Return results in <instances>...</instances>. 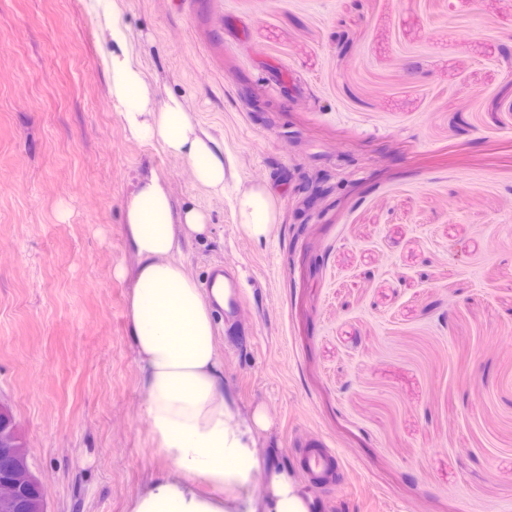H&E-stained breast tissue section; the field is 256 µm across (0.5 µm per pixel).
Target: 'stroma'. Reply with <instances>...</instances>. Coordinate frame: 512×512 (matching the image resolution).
I'll return each instance as SVG.
<instances>
[{
  "mask_svg": "<svg viewBox=\"0 0 512 512\" xmlns=\"http://www.w3.org/2000/svg\"><path fill=\"white\" fill-rule=\"evenodd\" d=\"M155 104L224 151L223 199L112 107L99 0H0V400L47 512H128L167 467L127 302L136 180L210 211L189 276L235 273L224 379L339 451L317 512H512V0H118ZM278 196L269 240L230 200Z\"/></svg>",
  "mask_w": 512,
  "mask_h": 512,
  "instance_id": "stroma-1",
  "label": "stroma"
}]
</instances>
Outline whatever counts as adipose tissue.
<instances>
[{
    "mask_svg": "<svg viewBox=\"0 0 512 512\" xmlns=\"http://www.w3.org/2000/svg\"><path fill=\"white\" fill-rule=\"evenodd\" d=\"M102 37L109 46L112 106L128 137L158 140L189 164L196 183L223 194V152L194 123L181 98L168 96L155 107L130 54L120 9H113ZM234 219L248 238L268 239L276 222L272 193L262 186L238 191ZM207 231L200 205L175 209L158 176L138 179L125 205V235L137 257L129 334L142 372L150 440L168 468L148 479L129 512H311L304 484L288 470L263 467L256 453L271 428L264 412H242L224 388L214 317L226 300L224 282L199 287L180 260L184 234ZM259 470L265 473L263 497L244 499L242 486ZM203 484L208 493L200 492Z\"/></svg>",
    "mask_w": 512,
    "mask_h": 512,
    "instance_id": "1",
    "label": "adipose tissue"
}]
</instances>
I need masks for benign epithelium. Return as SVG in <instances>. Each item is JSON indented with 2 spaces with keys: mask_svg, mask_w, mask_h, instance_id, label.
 <instances>
[{
  "mask_svg": "<svg viewBox=\"0 0 512 512\" xmlns=\"http://www.w3.org/2000/svg\"><path fill=\"white\" fill-rule=\"evenodd\" d=\"M10 408L0 404V512H47L46 492Z\"/></svg>",
  "mask_w": 512,
  "mask_h": 512,
  "instance_id": "1",
  "label": "benign epithelium"
}]
</instances>
